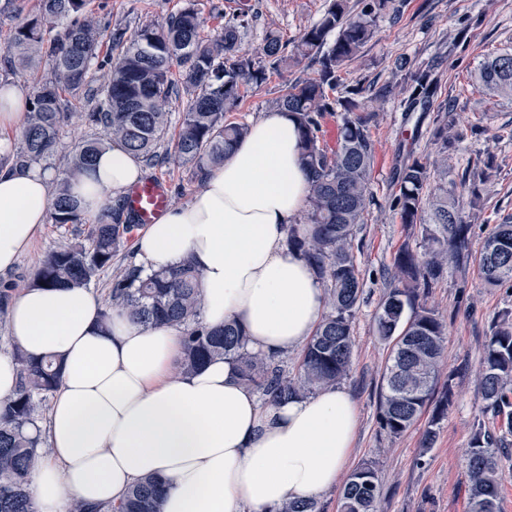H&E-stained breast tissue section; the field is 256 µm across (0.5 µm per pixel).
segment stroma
<instances>
[{"label":"stroma","instance_id":"obj_1","mask_svg":"<svg viewBox=\"0 0 512 512\" xmlns=\"http://www.w3.org/2000/svg\"><path fill=\"white\" fill-rule=\"evenodd\" d=\"M193 2L201 19L202 34H217L240 12L257 14L242 45L259 51L268 30L294 42L321 16L325 0H91L100 25L134 33L145 24L164 25L171 14ZM397 13L384 16L376 37L344 73L347 85L372 95L383 84L393 92L375 102L371 135L376 154L371 170L373 199L363 224L353 234L354 254L363 282V300L353 322L354 349L350 372L341 386L354 398L358 426L350 468L373 464L380 485L378 512H468L466 454L477 423L505 435L512 446L506 421L487 411L478 394L476 372L483 346L499 314L512 308V288L486 287L476 266L449 269L430 289L425 302L448 325L442 372L452 375L455 397L440 423L434 448L422 451L420 440L427 417H420L405 434L393 438L380 427L378 399L390 346L377 331L375 316L392 283V264L403 245L418 247L420 235L408 234L390 207L393 174L411 153L434 154L433 117L420 125L404 119L400 86L404 71L434 67L439 78L437 105L453 109L461 133L448 150V167L432 172V186L460 184L465 172L494 160L499 170L480 204L481 214L470 234L480 246L496 224L512 219V102L494 100L476 87L478 64L492 51L512 41V0H395ZM313 68L299 66L285 76H271L251 89L235 115L246 123L274 110L283 80L314 77ZM90 104L73 100V112L63 127L61 143L43 168L61 172L75 145L100 136V129L81 120ZM159 153L161 164L143 166L142 173L166 180L171 202L187 204L198 191L187 167L176 154L173 133H166ZM73 225L45 224L12 270V277H30L51 251L70 243Z\"/></svg>","mask_w":512,"mask_h":512}]
</instances>
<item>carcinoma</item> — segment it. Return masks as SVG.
<instances>
[{"label": "carcinoma", "mask_w": 512, "mask_h": 512, "mask_svg": "<svg viewBox=\"0 0 512 512\" xmlns=\"http://www.w3.org/2000/svg\"><path fill=\"white\" fill-rule=\"evenodd\" d=\"M90 0H39L36 12H25V0H4L1 14L20 18L13 28L4 59L14 72H32L43 57L52 61L49 76L33 91L21 143L0 157L1 166L26 168L56 152L66 96L91 93L93 108L80 113L105 136L79 143L54 183L52 223L89 225L87 242H75L48 253L29 280L0 283V332L12 296L30 286L85 287L112 270L104 317L112 308L126 309L144 328L175 324L183 328L184 348L174 365L178 375L192 373L213 359L231 360L245 385L264 400L286 403L343 380L351 366L353 320L360 304L362 283L353 253L354 228L362 222L372 192L370 172L375 143L370 126L376 113L372 101L358 88L332 95L344 87L343 72L378 32L379 21L394 10V0H363L352 13L348 0H328L320 19L293 43L267 32L262 56L241 52L240 44L254 16L242 13L224 23L219 35L205 39L202 21L191 3L170 15L165 25H144L130 39L118 27L111 33L109 77L91 88L92 66L99 57L100 24ZM316 67V77L287 82L275 99L278 108L292 113L300 140L307 195L302 225L288 230V248L310 264L326 294L322 320L304 348L296 372L284 361L249 348L245 331L234 323L218 327L202 319L200 276L189 265L144 271L140 266H113L135 226L126 202L117 201L94 219L83 211L72 186L93 165L99 152L117 145L151 163L157 158L174 96H188L178 124L175 153L189 167L192 179L203 183L209 172L224 163L249 125L230 119L248 91L265 84L273 72H286L302 63ZM178 66L180 79H172ZM408 112L434 111L438 83L434 68H418L404 75ZM477 88L492 97L512 100V46L487 56L475 73ZM338 112L336 150L320 145L319 118ZM438 151L433 161L413 155L395 172L397 191L391 208L409 230L422 226L421 251L402 247L393 259V286L376 315L379 336L391 345L381 386L378 419L391 437L407 432L430 401L434 412L422 433L421 447L434 446L440 422L454 397L453 378L440 380L439 364L447 339L446 322L423 298L450 267L473 262L490 288H512V221L496 225L472 251L471 225L462 217V197L475 204L493 178V161L474 169L460 190L435 195L430 191V168L448 167V146L458 137L456 116L444 112L434 129ZM19 380L12 396L0 400V512H35L31 480L50 457L52 448L40 434L37 409L53 395L61 379L62 362L34 358L21 348L13 353ZM481 399L495 415H504L512 432V309L503 311L488 336L477 371ZM501 438L477 426L467 455L470 512H499L498 454ZM163 481L146 479L115 504L92 507L73 499L68 512H158ZM376 469L365 464L347 478L338 495L339 512H377ZM273 512H323L315 499L284 503Z\"/></svg>", "instance_id": "carcinoma-1"}]
</instances>
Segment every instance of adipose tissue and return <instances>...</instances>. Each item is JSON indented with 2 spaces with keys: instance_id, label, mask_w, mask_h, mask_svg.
<instances>
[{
  "instance_id": "adipose-tissue-1",
  "label": "adipose tissue",
  "mask_w": 512,
  "mask_h": 512,
  "mask_svg": "<svg viewBox=\"0 0 512 512\" xmlns=\"http://www.w3.org/2000/svg\"><path fill=\"white\" fill-rule=\"evenodd\" d=\"M121 147L102 151L73 186L100 214L141 174ZM55 179L38 166L0 168V273L11 271L45 224ZM307 180L297 126L275 110L250 125L223 165L137 242L145 270H198L207 325L242 326L251 349L285 355L315 334L325 294L286 233L304 210ZM84 287H29L8 308L9 336L30 355L63 361L49 410V461L35 475L37 512L63 500L115 503L136 482L165 484L161 512H272L313 498L346 469L357 432L350 394L336 387L263 403L230 361L177 375L182 333L144 329L121 309L103 320Z\"/></svg>"
}]
</instances>
